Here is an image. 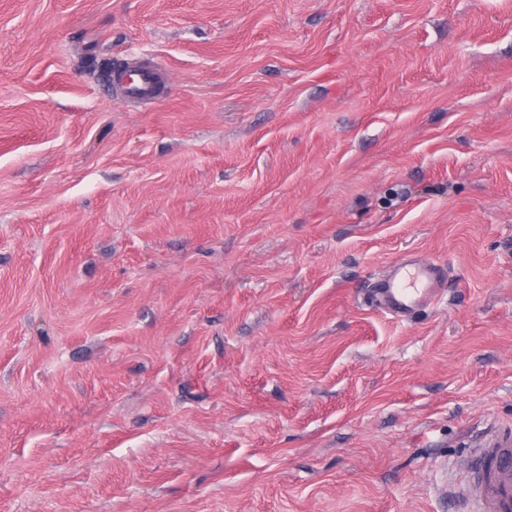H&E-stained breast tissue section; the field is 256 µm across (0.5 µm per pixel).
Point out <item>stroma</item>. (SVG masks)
I'll list each match as a JSON object with an SVG mask.
<instances>
[{"label":"stroma","instance_id":"obj_1","mask_svg":"<svg viewBox=\"0 0 512 512\" xmlns=\"http://www.w3.org/2000/svg\"><path fill=\"white\" fill-rule=\"evenodd\" d=\"M491 428L512 0H0V512H462ZM116 77L123 95L130 101L155 102L164 92L160 71L151 63L118 67ZM441 271L431 263L403 259L392 265L382 280L381 310L401 318L417 308L434 303L444 288Z\"/></svg>","mask_w":512,"mask_h":512}]
</instances>
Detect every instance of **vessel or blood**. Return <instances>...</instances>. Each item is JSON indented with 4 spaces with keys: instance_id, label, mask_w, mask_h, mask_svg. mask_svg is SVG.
<instances>
[{
    "instance_id": "b4317fda",
    "label": "vessel or blood",
    "mask_w": 512,
    "mask_h": 512,
    "mask_svg": "<svg viewBox=\"0 0 512 512\" xmlns=\"http://www.w3.org/2000/svg\"><path fill=\"white\" fill-rule=\"evenodd\" d=\"M116 77L128 100L153 102L163 93L160 72L152 64L117 69ZM441 281L436 265L400 260L389 268L382 281L381 309L398 319L432 304L441 293ZM462 495L472 512H512V430L485 438L474 459L472 479Z\"/></svg>"
}]
</instances>
